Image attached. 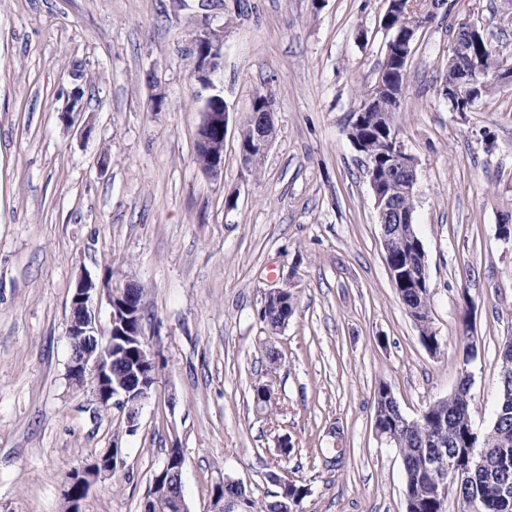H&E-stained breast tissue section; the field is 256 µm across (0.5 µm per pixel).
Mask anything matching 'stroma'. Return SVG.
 Here are the masks:
<instances>
[{
	"label": "stroma",
	"instance_id": "1",
	"mask_svg": "<svg viewBox=\"0 0 512 512\" xmlns=\"http://www.w3.org/2000/svg\"><path fill=\"white\" fill-rule=\"evenodd\" d=\"M385 8L215 0L224 66L213 82L230 118L211 178L195 162L196 0H0V512H65L66 472L115 444L121 462L81 512H143L174 446L190 512H207L227 479L270 502L284 439V470L309 488L302 512H405L402 458L374 431L379 384L412 420L470 376L472 421L490 426L512 338V241L496 231L512 215V83H492L467 112L437 89L447 22H476L512 60V0H448L447 21L416 45L397 116L416 160L433 353L391 282L365 159L347 136L384 57ZM76 88L84 138L58 119ZM260 91L274 98L275 137L254 169L240 131ZM107 269L140 287L143 331L164 361L131 435L67 376L75 282ZM284 285L294 313L272 334L258 312ZM259 382L272 385V414L256 407Z\"/></svg>",
	"mask_w": 512,
	"mask_h": 512
}]
</instances>
